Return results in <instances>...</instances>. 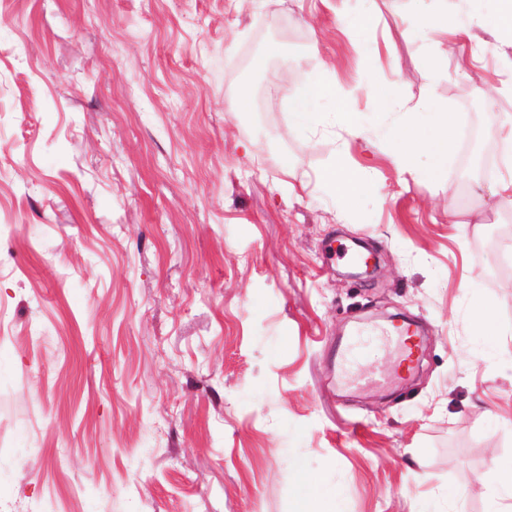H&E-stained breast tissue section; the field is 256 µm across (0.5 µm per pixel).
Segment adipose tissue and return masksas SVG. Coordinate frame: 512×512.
Listing matches in <instances>:
<instances>
[{
    "label": "adipose tissue",
    "instance_id": "1",
    "mask_svg": "<svg viewBox=\"0 0 512 512\" xmlns=\"http://www.w3.org/2000/svg\"><path fill=\"white\" fill-rule=\"evenodd\" d=\"M483 14L474 16L471 27H458L450 32L449 47L472 40V26H482L497 34L502 42L498 53L499 67L512 74V0H485ZM328 84L318 82L296 91L290 100L291 120L300 129L312 130L321 123V115L315 110L317 100L333 96ZM411 119L393 132L389 155L392 163L402 170L414 168L419 154H429L433 165L443 166L448 152L455 145L460 131L447 113L434 110L430 101H422L410 107Z\"/></svg>",
    "mask_w": 512,
    "mask_h": 512
}]
</instances>
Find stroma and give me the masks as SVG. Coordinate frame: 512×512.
<instances>
[{"instance_id":"1","label":"stroma","mask_w":512,"mask_h":512,"mask_svg":"<svg viewBox=\"0 0 512 512\" xmlns=\"http://www.w3.org/2000/svg\"><path fill=\"white\" fill-rule=\"evenodd\" d=\"M477 7L0 0V512H296L303 474L322 512L512 504L476 481L512 460L500 167L461 141L432 177L388 155L426 95L497 147L468 49L400 35ZM318 81L336 96L296 129L287 97ZM341 162L377 194L317 181ZM396 313L422 328L406 381L374 338ZM372 372L392 380L360 386Z\"/></svg>"}]
</instances>
